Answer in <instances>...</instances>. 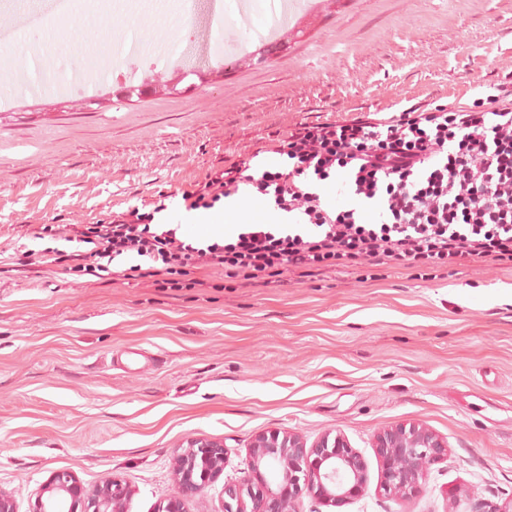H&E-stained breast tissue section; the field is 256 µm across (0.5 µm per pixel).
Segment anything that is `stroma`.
I'll return each instance as SVG.
<instances>
[{
	"mask_svg": "<svg viewBox=\"0 0 512 512\" xmlns=\"http://www.w3.org/2000/svg\"><path fill=\"white\" fill-rule=\"evenodd\" d=\"M141 54L179 46L201 82L170 68L174 94L122 95L126 27ZM180 10L74 13L75 45L95 54L49 59L42 34L0 49L58 74L43 93L0 85V488L28 512L52 473L93 487L109 474L133 489L129 512H157L174 491L172 454L191 436L223 441L220 480L186 512H219L253 438L271 429L306 443L340 434L363 458L364 492L341 507L310 495L294 512H493L512 500V265L409 269L363 264L281 283L239 286L199 270V287L78 276L45 264L29 226L96 224L163 201L169 224L182 194L210 172L249 161L277 170V141L298 125L387 119L443 104L488 108L512 81V0H318L280 34L263 63L245 52L215 63L187 44ZM90 97L64 96L75 75ZM323 204L378 221L339 171L320 182ZM32 249L27 265L11 261ZM426 423L448 442L407 499L379 491L381 429Z\"/></svg>",
	"mask_w": 512,
	"mask_h": 512,
	"instance_id": "35a3bbf8",
	"label": "stroma"
}]
</instances>
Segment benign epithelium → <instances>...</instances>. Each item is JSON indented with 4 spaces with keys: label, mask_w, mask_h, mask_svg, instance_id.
I'll return each mask as SVG.
<instances>
[{
    "label": "benign epithelium",
    "mask_w": 512,
    "mask_h": 512,
    "mask_svg": "<svg viewBox=\"0 0 512 512\" xmlns=\"http://www.w3.org/2000/svg\"><path fill=\"white\" fill-rule=\"evenodd\" d=\"M374 447L382 463L380 490L407 497L417 491L428 466L448 454V442L424 424H398L380 431ZM224 443L207 436L187 438L175 450V490L158 512H185L186 499L215 482L224 471ZM247 467L235 482L224 484L223 512H293L307 493L339 507L363 490L365 465L340 434L307 446L281 430L258 434L250 443ZM129 486L111 476L93 489L73 474L55 472L28 512H128Z\"/></svg>",
    "instance_id": "obj_1"
}]
</instances>
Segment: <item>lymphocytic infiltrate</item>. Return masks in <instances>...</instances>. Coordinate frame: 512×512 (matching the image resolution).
Segmentation results:
<instances>
[{
	"instance_id": "f902f5d3",
	"label": "lymphocytic infiltrate",
	"mask_w": 512,
	"mask_h": 512,
	"mask_svg": "<svg viewBox=\"0 0 512 512\" xmlns=\"http://www.w3.org/2000/svg\"><path fill=\"white\" fill-rule=\"evenodd\" d=\"M288 167L251 174L243 161L207 174L184 193L186 209H211L240 186L298 215L315 234L277 233L252 224L233 242L203 247L176 229L152 228L163 204L134 207L96 224H41L32 236H63L73 250L49 251L47 264L82 275L109 272L117 257L139 264L120 270L157 288L196 287L194 271L210 268L231 280L270 285L284 272L323 271L329 261L410 268L457 261L512 263V106L474 111L438 105L408 109L378 122L304 126L275 148ZM343 170L354 195L377 201L381 221L356 210H327L311 183Z\"/></svg>"
}]
</instances>
